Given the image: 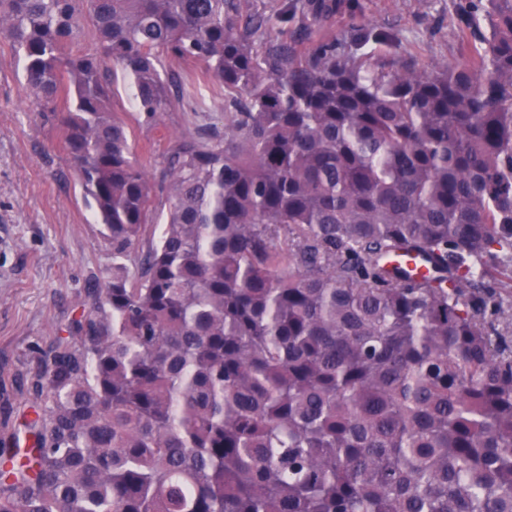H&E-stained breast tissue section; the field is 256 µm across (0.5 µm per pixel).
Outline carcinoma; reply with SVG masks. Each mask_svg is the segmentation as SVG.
Returning <instances> with one entry per match:
<instances>
[{
	"mask_svg": "<svg viewBox=\"0 0 512 512\" xmlns=\"http://www.w3.org/2000/svg\"><path fill=\"white\" fill-rule=\"evenodd\" d=\"M456 15L460 59L420 68L243 0H0L112 243L0 512H512V0ZM164 59L224 87V130L169 139L136 254L152 184L113 76L155 122ZM279 1L280 0H246L244 2V5L247 9H249L251 11L263 12L266 15L272 17V23L274 24L276 29L278 27H281L282 29L284 28L285 31H288V34H289V31H291L293 27H299V26H302L303 24L306 25V22H308V21H306L301 16L300 17L295 16L294 20L292 22L288 23V27H283L282 24H279L275 18L276 10H277L278 4L280 3Z\"/></svg>",
	"mask_w": 512,
	"mask_h": 512,
	"instance_id": "1",
	"label": "carcinoma"
}]
</instances>
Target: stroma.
Listing matches in <instances>:
<instances>
[{
    "instance_id": "1",
    "label": "stroma",
    "mask_w": 512,
    "mask_h": 512,
    "mask_svg": "<svg viewBox=\"0 0 512 512\" xmlns=\"http://www.w3.org/2000/svg\"><path fill=\"white\" fill-rule=\"evenodd\" d=\"M456 2L339 0L336 16L311 31L317 39H340L350 23L366 22L395 36L394 52L423 65L452 62L459 57ZM167 70L180 83L183 104L155 125L134 110L123 76L113 83L112 113L156 185L167 136L224 125V91L199 65L174 62ZM111 268L112 247L64 147L59 118L33 104L18 61L0 38V439L27 438L43 353L91 308L90 280Z\"/></svg>"
}]
</instances>
